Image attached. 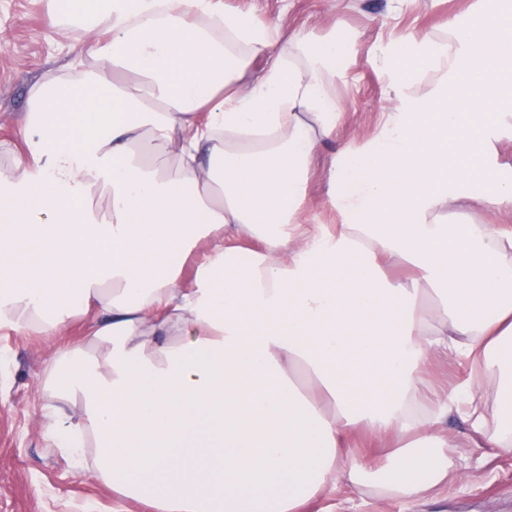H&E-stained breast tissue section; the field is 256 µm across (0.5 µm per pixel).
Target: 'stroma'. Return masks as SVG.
<instances>
[{"label":"stroma","mask_w":512,"mask_h":512,"mask_svg":"<svg viewBox=\"0 0 512 512\" xmlns=\"http://www.w3.org/2000/svg\"><path fill=\"white\" fill-rule=\"evenodd\" d=\"M226 10L258 21L279 22L309 38L333 28L354 32L350 63L332 92L345 104L334 139L318 151L309 182L308 223L332 224L324 206L327 169L338 147L362 146L377 134L387 89L378 63L390 37L413 34L444 40L448 23L486 0H223ZM67 24H51L47 0H0V142L25 153L27 133L20 117L29 89L48 72H63L80 50ZM76 324L65 337L20 336L0 328V512H148L144 505L80 477L68 457L48 447L41 425L42 362L83 331ZM448 437L453 482L415 501L379 502L351 494L344 486L300 512H512V449L483 450L468 444V423L453 414L440 425Z\"/></svg>","instance_id":"1"}]
</instances>
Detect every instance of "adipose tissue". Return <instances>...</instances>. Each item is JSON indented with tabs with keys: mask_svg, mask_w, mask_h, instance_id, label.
<instances>
[{
	"mask_svg": "<svg viewBox=\"0 0 512 512\" xmlns=\"http://www.w3.org/2000/svg\"><path fill=\"white\" fill-rule=\"evenodd\" d=\"M49 13L94 65L31 86L27 153L0 167V327L55 337L90 320L42 364L50 447L150 512H297L340 482L419 499L448 481L437 426L464 404L482 447H512V226L440 214L461 198L512 211L486 159L512 117L511 7L452 21L447 41L390 42L384 123L329 165L332 228L303 214L349 40L220 0ZM423 70L436 80L419 96ZM394 262L411 276L389 277ZM439 353L470 372L422 392Z\"/></svg>",
	"mask_w": 512,
	"mask_h": 512,
	"instance_id": "obj_1",
	"label": "adipose tissue"
}]
</instances>
